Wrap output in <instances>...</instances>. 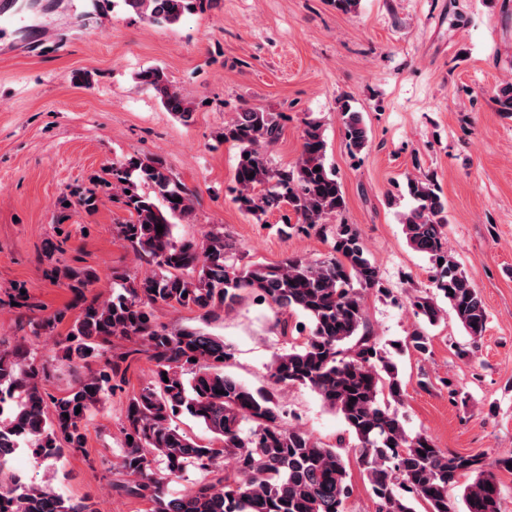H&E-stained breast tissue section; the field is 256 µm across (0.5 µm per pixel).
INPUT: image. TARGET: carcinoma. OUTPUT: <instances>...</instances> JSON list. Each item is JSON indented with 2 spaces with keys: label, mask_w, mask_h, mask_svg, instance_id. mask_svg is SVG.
<instances>
[{
  "label": "carcinoma",
  "mask_w": 512,
  "mask_h": 512,
  "mask_svg": "<svg viewBox=\"0 0 512 512\" xmlns=\"http://www.w3.org/2000/svg\"><path fill=\"white\" fill-rule=\"evenodd\" d=\"M205 2L123 0L138 14L169 25ZM138 80L167 111L184 121L191 118L193 104L162 69H146ZM341 114L349 146L363 148L368 130L361 115L346 103ZM282 118L278 112L244 108L224 124L219 138L239 149L234 201L258 218L288 206L298 229L331 235L330 254L315 261L293 257L274 265L248 264L217 229L178 240L172 219L191 214L195 194L172 177L160 156L112 163V179L94 176L90 186L70 196L84 207L93 206L101 191L119 197L129 219L117 226L118 235L146 269L134 278L113 271L121 291L90 302L72 322L64 339L65 360L105 362L80 374L64 395L47 391L45 367L28 352L0 349V472L23 443L39 462L58 461L84 447L92 410L112 394L115 383L126 382L127 356H107L112 337L121 336L145 347L152 381L128 399L123 435L133 441H124L119 461L126 479L112 488L150 503V512H345L351 485L344 455L282 424L275 389L288 385L311 388L343 418L357 440L354 452L377 512H415L419 502L427 512H501L496 471L512 472V454L489 462L482 454L443 451L425 435H410L391 408L403 397L397 364L375 337L360 333L365 318L359 289L377 286L379 271L350 225L327 223L345 208V199L335 170L325 162L320 123L305 122L295 164L273 163L270 148L280 139ZM407 190L418 202L403 220L407 243L428 257L435 288L476 341L485 331L487 313L473 282L444 246L446 203L427 177L408 180ZM57 272L75 291L95 279L85 268L66 266ZM245 292L285 313L300 312L309 322L301 344L274 355L267 388L252 389L224 372L233 355L224 340L154 321L158 308H196L217 317ZM413 306L429 324L439 322L441 308L432 299L418 298ZM62 320L57 313L28 323V339H39ZM183 415L203 425L212 439L201 443L187 435L178 424ZM226 455L235 461L232 481L223 475ZM190 470L201 479L178 496L165 491V483ZM464 476L470 482L460 498L451 497L450 487ZM0 512L97 510L88 498L68 499L13 474L0 480Z\"/></svg>",
  "instance_id": "cac0c4a2"
}]
</instances>
